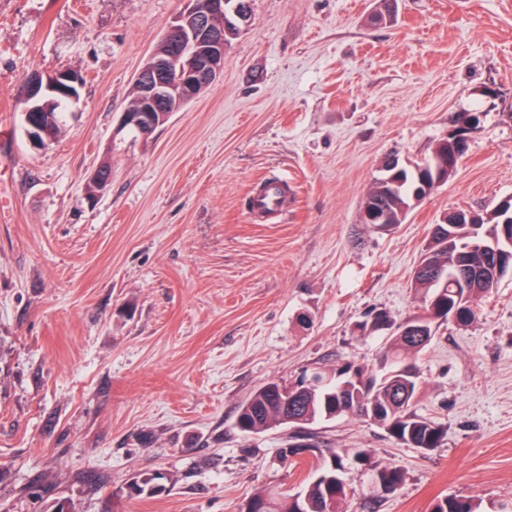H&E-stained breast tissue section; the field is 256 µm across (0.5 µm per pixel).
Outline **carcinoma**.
<instances>
[{
  "label": "carcinoma",
  "instance_id": "carcinoma-1",
  "mask_svg": "<svg viewBox=\"0 0 512 512\" xmlns=\"http://www.w3.org/2000/svg\"><path fill=\"white\" fill-rule=\"evenodd\" d=\"M381 2L382 7L371 15V20L382 25L393 23L399 11L398 0ZM66 116L64 105H56L47 113V122L57 138L65 130ZM430 162L428 157L407 169L400 165L398 158L388 159L382 167L381 176L365 198L363 211L378 215L385 224L403 223L418 197V191L422 190L421 184L432 179ZM450 249L448 225L431 227L422 256L427 268L414 272L412 283L428 303L434 301L445 307L450 303L460 306L464 315L459 322L468 324L478 317L481 301L498 288L500 279L495 276V260L487 258L484 253L471 252L465 258L467 268L479 270V276L470 282L469 288L455 295L451 284H442L432 273L435 268L448 266ZM392 325L389 314L379 312L359 324L358 328L364 333ZM423 349L422 341L413 336H394L382 352L383 360L389 364V370L382 377L367 375L361 367L350 364L336 375L333 383L324 384L320 378L315 383L301 382L293 388L290 399L281 394L283 386L271 381L241 406L236 426L242 432L253 433L283 424L282 416L285 414L294 418V424L301 426L318 419L352 413L378 419L391 434L412 448H435L442 440L444 426L411 411L418 387L415 357ZM347 470L340 453L334 451L329 464L319 471L323 478L309 480L300 490L299 498L259 492L249 499V503L261 512H339L347 487L336 483V474L347 478ZM160 480V475H150L134 484L132 489L139 494L160 495L166 491ZM433 512H476V505L468 498L451 496L439 500Z\"/></svg>",
  "mask_w": 512,
  "mask_h": 512
}]
</instances>
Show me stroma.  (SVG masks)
I'll list each match as a JSON object with an SVG mask.
<instances>
[{"label":"stroma","mask_w":512,"mask_h":512,"mask_svg":"<svg viewBox=\"0 0 512 512\" xmlns=\"http://www.w3.org/2000/svg\"><path fill=\"white\" fill-rule=\"evenodd\" d=\"M184 0H0V512H241L296 492L306 460L343 449L341 512H430L445 496L512 512V278L479 318L436 327L412 407L443 424L412 448L354 415L236 427L264 384L379 376L391 330L424 304L411 276L440 216L512 195V0H253L220 77L149 138L116 133L134 79ZM85 83L43 150L20 127L26 77ZM496 98H487L486 88ZM455 112L483 118L447 183L404 223H363L386 158L410 168ZM112 165L97 201L88 172ZM287 176V216L247 199ZM401 469L391 493L377 472ZM159 474L165 494H137Z\"/></svg>","instance_id":"1"}]
</instances>
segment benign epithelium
<instances>
[{
  "label": "benign epithelium",
  "mask_w": 512,
  "mask_h": 512,
  "mask_svg": "<svg viewBox=\"0 0 512 512\" xmlns=\"http://www.w3.org/2000/svg\"><path fill=\"white\" fill-rule=\"evenodd\" d=\"M214 17L224 18V25L247 26L249 15L246 6L235 0H185V7L174 18L163 36L166 51L152 54L136 76L140 92V104L127 108L120 118L116 132L135 131L148 137L165 124L171 113L189 104L207 89L224 70V29L211 26ZM83 77L71 69H61L51 75L33 72L26 79V97L21 108V124L27 141L38 150L54 142L50 130L41 120L48 99L75 103ZM474 122H449L448 140L453 154L444 168L442 177L434 179L438 187L456 172L455 160L467 147L466 130ZM88 183L95 187L94 198L106 194L112 184V174H104L100 168L92 169ZM461 250L452 253L448 270L438 276L452 283L455 288H466L471 281L470 273L461 262L462 252L480 249L494 258L512 252V236L507 224H491L480 236L460 244Z\"/></svg>",
  "instance_id": "benign-epithelium-1"
}]
</instances>
